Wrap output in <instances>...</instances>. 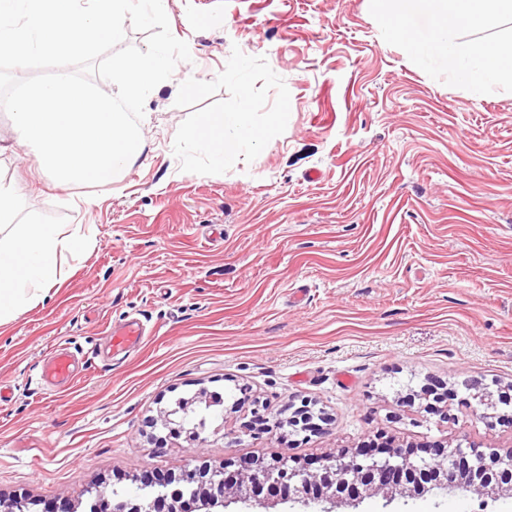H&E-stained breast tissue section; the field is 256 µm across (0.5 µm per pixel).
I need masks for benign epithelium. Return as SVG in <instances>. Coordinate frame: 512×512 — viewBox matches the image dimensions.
<instances>
[{
	"mask_svg": "<svg viewBox=\"0 0 512 512\" xmlns=\"http://www.w3.org/2000/svg\"><path fill=\"white\" fill-rule=\"evenodd\" d=\"M425 408L443 422L454 421L452 400L455 394L442 392L424 394ZM512 405V399L502 397L499 403L489 402L481 412L470 399L458 400L467 415L486 427H512V413L498 410V404ZM171 433L186 434L197 448L207 442V426L186 420L180 410L173 408L160 416ZM422 455L402 448L367 447L352 453H339L319 461L312 468L292 461L288 455L269 465L260 464L246 477L226 470V466L184 468L177 475L163 479H148L141 488H155L148 497H132L135 512H172L180 499L182 488H194L203 512H223L232 503L253 508H268L278 504H323L321 512H335L336 493L349 488L345 505L356 508L363 500L382 496L391 501L396 495H425L448 489L463 490L480 498L496 499L512 495V452L502 458L485 454L475 446L460 445L445 448L440 445L421 449Z\"/></svg>",
	"mask_w": 512,
	"mask_h": 512,
	"instance_id": "benign-epithelium-1",
	"label": "benign epithelium"
}]
</instances>
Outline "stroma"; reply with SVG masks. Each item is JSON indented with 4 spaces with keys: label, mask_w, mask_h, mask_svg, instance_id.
<instances>
[{
    "label": "stroma",
    "mask_w": 512,
    "mask_h": 512,
    "mask_svg": "<svg viewBox=\"0 0 512 512\" xmlns=\"http://www.w3.org/2000/svg\"><path fill=\"white\" fill-rule=\"evenodd\" d=\"M167 16L191 59L148 95L143 151L112 185L53 186L0 110L18 220L95 232L61 288L0 325V498L78 506L95 485L305 462L378 431L511 451L512 428L405 398L431 379L512 390V92L431 78L385 42L368 0H169ZM188 73L200 93L181 90ZM242 107L263 139L223 166L183 138L198 113ZM131 318L147 336L113 355L109 331ZM59 346L74 380L40 385ZM212 391L265 406L272 431L199 449L151 426ZM305 404L328 422L292 433ZM355 512H512V495L377 496Z\"/></svg>",
    "instance_id": "1"
}]
</instances>
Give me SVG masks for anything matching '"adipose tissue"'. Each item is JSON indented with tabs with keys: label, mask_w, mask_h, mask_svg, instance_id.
I'll list each match as a JSON object with an SVG mask.
<instances>
[{
	"label": "adipose tissue",
	"mask_w": 512,
	"mask_h": 512,
	"mask_svg": "<svg viewBox=\"0 0 512 512\" xmlns=\"http://www.w3.org/2000/svg\"><path fill=\"white\" fill-rule=\"evenodd\" d=\"M184 136L216 166L244 143L261 139L243 108L199 113L185 128ZM18 197L16 183L0 177V226L7 230L0 236V323L18 318L44 301L66 278V258L83 254L94 243L89 224L74 225L66 233L58 225L36 218L15 223Z\"/></svg>",
	"instance_id": "ef3b65f1"
}]
</instances>
